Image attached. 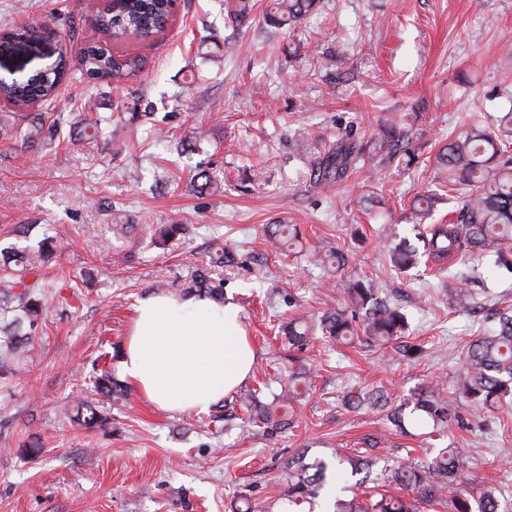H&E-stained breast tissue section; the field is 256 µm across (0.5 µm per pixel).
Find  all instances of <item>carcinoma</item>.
Here are the masks:
<instances>
[{
  "label": "carcinoma",
  "instance_id": "1",
  "mask_svg": "<svg viewBox=\"0 0 512 512\" xmlns=\"http://www.w3.org/2000/svg\"><path fill=\"white\" fill-rule=\"evenodd\" d=\"M317 0H277L275 11L267 14L268 22L276 27L297 28L316 10ZM252 0H230L227 12L231 20L244 24L252 15ZM173 18L172 0H110L94 16L96 38L80 53L77 60L59 49L55 61L24 78L0 77V99L18 109L53 101L60 86L68 79L119 84L140 72L145 64L142 56L126 52V44L137 39L145 42L166 31ZM44 34L39 26H23L0 34V55H11L21 45L38 40ZM56 126L48 127L42 112H27L20 122L0 123V138L9 139L26 150L36 148L56 135ZM380 147L391 161L402 155L406 164L415 159L406 127L386 123L380 129ZM306 156V178L312 185L341 182L351 169L365 162L369 146L353 134V130L336 140L321 153L301 139ZM436 167L443 175L442 184L448 191L462 195L457 221L448 224L431 222L436 194L426 190L414 196L411 204L413 229L417 243L394 244L388 248L393 268L408 272L421 262L442 261L451 256L487 253L495 257L496 266L512 273V110L499 119L493 130L470 125L448 137V144L435 157ZM193 187L200 194L217 188L213 176L205 169L193 177ZM149 239L163 238L167 242L185 231L182 224H167L157 229L145 227ZM299 237L293 224H276L272 239L284 245ZM51 240L37 246H9L0 254V378L15 375L23 365L25 347L35 335L38 316L51 300L45 291L43 268L49 256ZM233 258L223 247L215 250L210 267L196 269L191 279L195 292L215 300L224 299V280L213 276V268H222ZM344 307L325 312L316 320L291 323L284 328L288 343L303 345L310 338L322 335L342 340L363 332L362 342L368 346L389 342L405 333L406 316L379 295V289L361 280L349 279L342 284ZM449 305L471 312L473 294L465 284L448 291ZM498 327L473 340L454 380L456 396L471 407L474 417L479 410L497 403L512 394V315L493 313ZM94 384L106 397L115 402L129 398V387L112 371L103 370ZM308 385L306 373L294 376L287 394H279L269 403L259 400V391L250 390L239 396V402L250 412L255 424L270 431L290 428L296 413L292 400L301 396L297 388ZM442 383L424 388L414 401L437 429L453 422L468 426L462 412L443 394ZM388 396L382 391L371 395L349 394L345 404L358 408L364 402L383 407ZM75 422L94 428L104 421L100 411L82 399L70 405ZM349 465L350 474H370L373 461L361 455L336 454V466ZM470 457L455 448H443L429 462L418 464L408 458L391 473L381 477L395 483L401 495L382 494L376 500L361 502L341 494L334 497L333 512H417L415 501L406 496L417 493L427 504H447L449 512H499L495 490L483 491L480 500L472 502L460 489L461 479L468 471ZM288 474V505L298 507L327 483L329 465L324 461L311 464L301 459L284 463Z\"/></svg>",
  "mask_w": 512,
  "mask_h": 512
}]
</instances>
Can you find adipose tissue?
Listing matches in <instances>:
<instances>
[{
  "mask_svg": "<svg viewBox=\"0 0 512 512\" xmlns=\"http://www.w3.org/2000/svg\"><path fill=\"white\" fill-rule=\"evenodd\" d=\"M255 359L235 303L158 294L139 302L119 371L161 409L204 411L244 382Z\"/></svg>",
  "mask_w": 512,
  "mask_h": 512,
  "instance_id": "ef3b65f1",
  "label": "adipose tissue"
}]
</instances>
